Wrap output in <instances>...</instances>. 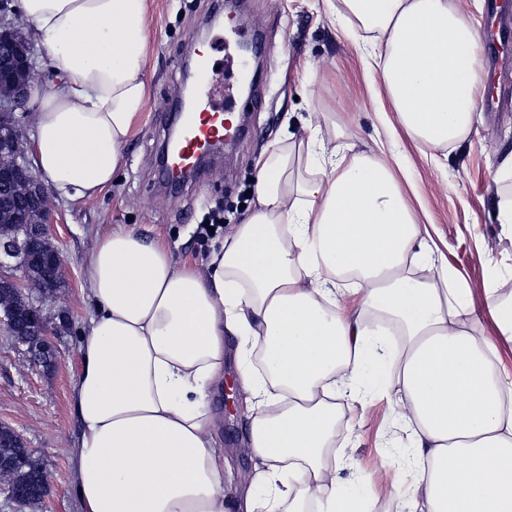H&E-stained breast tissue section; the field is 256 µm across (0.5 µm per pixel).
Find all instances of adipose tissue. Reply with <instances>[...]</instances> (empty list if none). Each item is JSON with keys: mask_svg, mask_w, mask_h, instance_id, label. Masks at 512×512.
Returning a JSON list of instances; mask_svg holds the SVG:
<instances>
[{"mask_svg": "<svg viewBox=\"0 0 512 512\" xmlns=\"http://www.w3.org/2000/svg\"><path fill=\"white\" fill-rule=\"evenodd\" d=\"M347 23L383 41L393 111L431 148L465 140L480 37L448 0H342ZM59 82L34 88V166L61 201L111 187L143 108L148 0H18ZM256 207L204 265H174L134 230L96 238L83 266L92 313L80 340L70 449L82 512H373L330 457L359 382L400 394L412 485L396 512H512V378L438 262L379 156L317 135L257 164ZM429 265L414 277L408 264ZM357 299L347 312L343 296ZM263 374L253 378L250 351ZM233 353L257 409L244 455L265 494L224 496L210 390Z\"/></svg>", "mask_w": 512, "mask_h": 512, "instance_id": "ef3b65f1", "label": "adipose tissue"}]
</instances>
